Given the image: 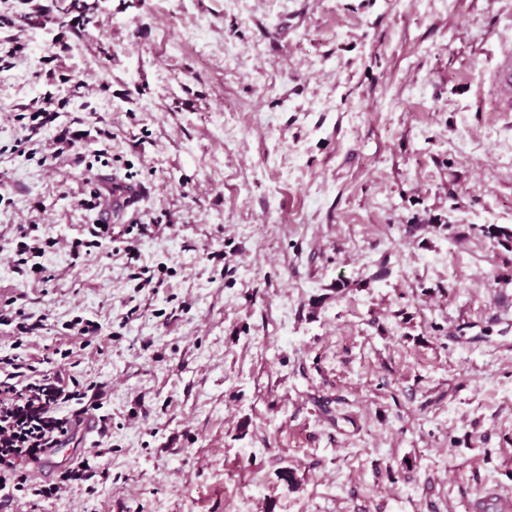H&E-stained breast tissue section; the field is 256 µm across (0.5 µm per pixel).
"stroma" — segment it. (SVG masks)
Segmentation results:
<instances>
[{
  "label": "stroma",
  "mask_w": 512,
  "mask_h": 512,
  "mask_svg": "<svg viewBox=\"0 0 512 512\" xmlns=\"http://www.w3.org/2000/svg\"><path fill=\"white\" fill-rule=\"evenodd\" d=\"M41 2L0 0V304L112 430L28 478L102 446L93 492L10 512H512V0H102L80 41ZM44 106L89 177L19 151ZM114 177L156 291L71 256ZM25 301L24 294H20L0 307V325L11 326L14 324V329L21 335L16 337L15 343L17 344L15 349L23 345V338L27 337V335H34L45 329L42 320L30 322L32 317L26 313Z\"/></svg>",
  "instance_id": "stroma-1"
}]
</instances>
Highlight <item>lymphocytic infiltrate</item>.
<instances>
[{
  "label": "lymphocytic infiltrate",
  "instance_id": "1",
  "mask_svg": "<svg viewBox=\"0 0 512 512\" xmlns=\"http://www.w3.org/2000/svg\"><path fill=\"white\" fill-rule=\"evenodd\" d=\"M52 353L0 354V489H27L28 471L70 436L109 385H83L55 371Z\"/></svg>",
  "mask_w": 512,
  "mask_h": 512
}]
</instances>
